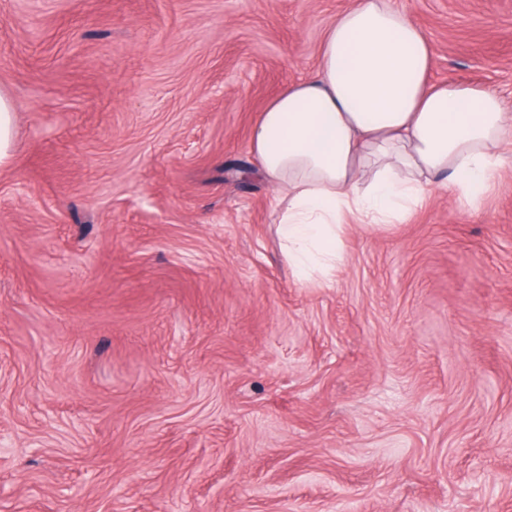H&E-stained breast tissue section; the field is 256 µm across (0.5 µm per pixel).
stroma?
<instances>
[{"label":"stroma","instance_id":"35a3bbf8","mask_svg":"<svg viewBox=\"0 0 512 512\" xmlns=\"http://www.w3.org/2000/svg\"><path fill=\"white\" fill-rule=\"evenodd\" d=\"M353 2L0 0V512H512V142L326 282L250 152ZM391 3L512 106V0ZM13 106L10 97L0 91V165L11 155L13 143Z\"/></svg>","mask_w":512,"mask_h":512}]
</instances>
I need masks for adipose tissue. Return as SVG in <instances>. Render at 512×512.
I'll list each match as a JSON object with an SVG mask.
<instances>
[{
	"label": "adipose tissue",
	"instance_id": "adipose-tissue-1",
	"mask_svg": "<svg viewBox=\"0 0 512 512\" xmlns=\"http://www.w3.org/2000/svg\"><path fill=\"white\" fill-rule=\"evenodd\" d=\"M433 64L390 0H355L326 28L316 70L263 109L250 150L278 192L277 233L298 278H330L349 220L402 223L431 188L477 201L505 164L503 99L433 81Z\"/></svg>",
	"mask_w": 512,
	"mask_h": 512
}]
</instances>
